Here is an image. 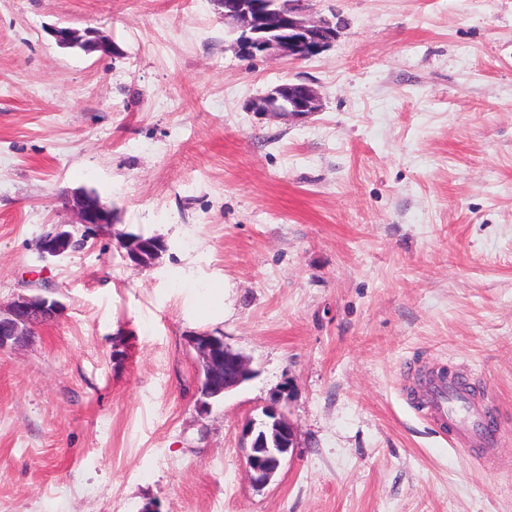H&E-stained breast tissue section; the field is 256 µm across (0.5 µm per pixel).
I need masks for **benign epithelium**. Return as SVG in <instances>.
Listing matches in <instances>:
<instances>
[{
	"instance_id": "7a95c632",
	"label": "benign epithelium",
	"mask_w": 512,
	"mask_h": 512,
	"mask_svg": "<svg viewBox=\"0 0 512 512\" xmlns=\"http://www.w3.org/2000/svg\"><path fill=\"white\" fill-rule=\"evenodd\" d=\"M307 0H232L224 6V27L235 36L242 58L285 56L305 60L320 54L336 37L337 26L329 19H307L304 5ZM58 44L65 47L82 46L85 51H109L108 43L96 32L79 34L69 28L53 29ZM256 113L280 116L308 117L322 110L316 89L305 82H284L249 102ZM65 207L74 212L72 223L58 224L37 243L42 258L59 257L75 251L74 232H82L85 240L102 235L112 226V209L89 199L77 189L64 197ZM125 257L141 265L142 251L151 248L157 253L166 249L161 239L130 235L122 242ZM62 305L41 294L18 295L5 309H0V349L30 343L42 323L60 314ZM198 369L205 372L200 394L205 399L226 394L249 381L254 370L249 361L226 345H219L211 334L191 338ZM270 421H247L243 434L249 438L247 474L254 485L269 484L278 473L281 462L295 447L296 432L287 415L275 405L263 408Z\"/></svg>"
}]
</instances>
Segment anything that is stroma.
Instances as JSON below:
<instances>
[{
  "label": "stroma",
  "instance_id": "1",
  "mask_svg": "<svg viewBox=\"0 0 512 512\" xmlns=\"http://www.w3.org/2000/svg\"><path fill=\"white\" fill-rule=\"evenodd\" d=\"M308 15L340 24L321 54L248 61L213 0H0V303L64 306L0 350V512H512V0ZM287 81L321 112L248 111ZM77 188L114 224L42 259ZM195 333L254 371L205 415ZM429 362L496 405L498 472L407 407ZM271 404L298 444L257 488L242 427ZM53 36L59 45L65 47L83 46L85 52L101 51L106 54L109 51L108 43L102 41L95 31H85L83 35L69 28H53ZM91 38V39H89ZM166 244L161 239H148L141 235H129L123 242H122V248L125 249V257L130 262H132L136 266H142L141 264V258H142V251L147 248H151L155 250L158 253V260L160 258V255L163 251L166 249ZM155 260V262H156ZM154 262V263H155Z\"/></svg>",
  "mask_w": 512,
  "mask_h": 512
}]
</instances>
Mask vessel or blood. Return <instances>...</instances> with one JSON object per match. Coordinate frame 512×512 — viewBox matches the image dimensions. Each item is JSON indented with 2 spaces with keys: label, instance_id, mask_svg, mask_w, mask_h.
Listing matches in <instances>:
<instances>
[{
  "label": "vessel or blood",
  "instance_id": "obj_1",
  "mask_svg": "<svg viewBox=\"0 0 512 512\" xmlns=\"http://www.w3.org/2000/svg\"><path fill=\"white\" fill-rule=\"evenodd\" d=\"M408 408L428 421L438 435H451L455 446L489 472L497 471L495 450L501 428L490 403L476 394L470 378L458 371L434 372L420 382L403 385Z\"/></svg>",
  "mask_w": 512,
  "mask_h": 512
}]
</instances>
